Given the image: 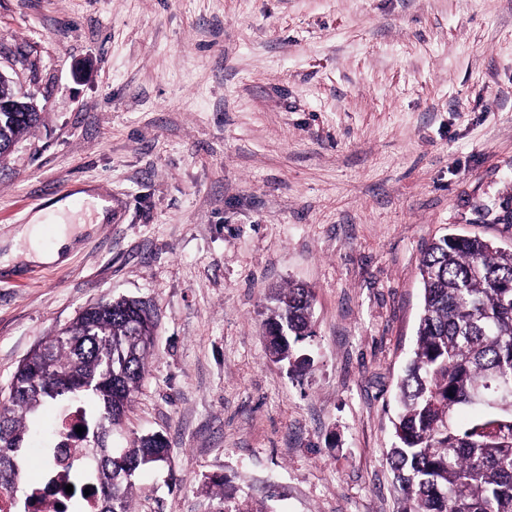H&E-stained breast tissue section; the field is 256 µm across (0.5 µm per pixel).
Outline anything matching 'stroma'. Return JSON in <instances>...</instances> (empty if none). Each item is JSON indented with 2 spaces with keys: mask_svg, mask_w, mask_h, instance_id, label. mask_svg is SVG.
Listing matches in <instances>:
<instances>
[{
  "mask_svg": "<svg viewBox=\"0 0 512 512\" xmlns=\"http://www.w3.org/2000/svg\"><path fill=\"white\" fill-rule=\"evenodd\" d=\"M0 72L40 113L0 163V237L81 190L112 204L65 264L0 267V392L85 307L146 300L112 445L158 434L169 459L134 512H211L216 474L265 512H402L422 249H512V0H0ZM291 283L302 378L263 337Z\"/></svg>",
  "mask_w": 512,
  "mask_h": 512,
  "instance_id": "stroma-1",
  "label": "stroma"
}]
</instances>
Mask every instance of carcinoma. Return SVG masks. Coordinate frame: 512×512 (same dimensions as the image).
Listing matches in <instances>:
<instances>
[{
  "label": "carcinoma",
  "instance_id": "carcinoma-1",
  "mask_svg": "<svg viewBox=\"0 0 512 512\" xmlns=\"http://www.w3.org/2000/svg\"><path fill=\"white\" fill-rule=\"evenodd\" d=\"M39 113L0 116V150L37 126ZM423 305L411 358L399 383L388 460L404 512H512V250L450 233L428 243L420 262ZM264 322L267 348L301 375L311 359L295 346L312 335V291L292 284L276 292ZM153 306L121 297L85 308L56 337H46L17 367L0 402V494L19 499L18 452L39 411L67 400L85 431L73 473L92 478L98 512H132L134 476L165 462L159 434L130 448L110 445L112 431L147 370ZM218 512H265L241 502L224 477ZM73 487L59 512H79Z\"/></svg>",
  "mask_w": 512,
  "mask_h": 512
}]
</instances>
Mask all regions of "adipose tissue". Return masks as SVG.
I'll list each match as a JSON object with an SVG mask.
<instances>
[{
  "label": "adipose tissue",
  "mask_w": 512,
  "mask_h": 512,
  "mask_svg": "<svg viewBox=\"0 0 512 512\" xmlns=\"http://www.w3.org/2000/svg\"><path fill=\"white\" fill-rule=\"evenodd\" d=\"M59 225L51 242L43 240L44 212L33 214L28 223L17 227L9 248L0 255V265L8 267L16 261L32 264H65L66 254L75 243L78 233L73 226L75 212L71 205L60 202L54 206Z\"/></svg>",
  "instance_id": "obj_1"
}]
</instances>
